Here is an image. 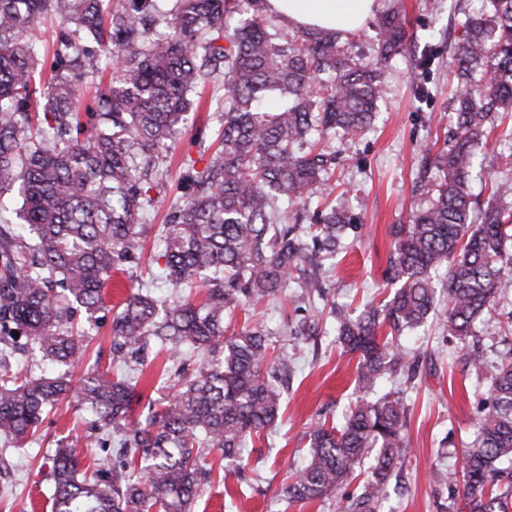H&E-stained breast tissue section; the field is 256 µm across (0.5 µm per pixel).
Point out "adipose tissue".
Instances as JSON below:
<instances>
[{"label": "adipose tissue", "mask_w": 512, "mask_h": 512, "mask_svg": "<svg viewBox=\"0 0 512 512\" xmlns=\"http://www.w3.org/2000/svg\"><path fill=\"white\" fill-rule=\"evenodd\" d=\"M376 0H268L271 12L289 25L357 31L372 16Z\"/></svg>", "instance_id": "obj_1"}]
</instances>
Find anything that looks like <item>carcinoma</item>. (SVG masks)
Wrapping results in <instances>:
<instances>
[{
    "mask_svg": "<svg viewBox=\"0 0 512 512\" xmlns=\"http://www.w3.org/2000/svg\"><path fill=\"white\" fill-rule=\"evenodd\" d=\"M483 2L450 48L455 127L444 148L426 149L438 179L410 223L391 229L389 272L400 287L356 316L334 312L338 341L359 356L365 393L393 375L411 380L418 359L397 340L435 311L434 277L444 271L448 335L476 372H489L476 438L445 473L460 498L452 512H512V341L502 338L509 349L491 366L469 344L476 322L512 289V202L483 206L470 192L475 148L496 116L512 120V0ZM46 18L58 32L41 86L30 31ZM373 25L375 59L363 63L340 31H285L267 0H0V198L22 201L10 211L0 205V436L24 444L71 398L123 448L121 460L105 457L83 478L78 440L56 442L51 512H191L205 475L199 449L232 464L276 430L288 355L270 358L266 330L230 332L224 317L293 285L324 298L323 254L354 218L332 203L290 225L287 206L323 192L336 165L327 135H358L374 120L385 68L409 44L400 0ZM103 52L112 79L82 111L80 89ZM212 83L221 90L210 99L223 112L219 146L185 155L174 188L166 158L184 115L200 108L197 89ZM162 206L165 250L149 263L164 260L174 288L201 283L203 302L163 307L148 293L130 294L111 325L112 361L124 373L87 368L73 381L87 357L74 316L107 306L113 277L144 259L146 214ZM153 338L179 389L169 401L148 400L136 422ZM32 344L66 371L14 369ZM189 350L207 359L192 368ZM407 426V404L388 391L357 399L340 424L311 427L288 502L334 498L341 512H380L411 453ZM368 458L359 489L348 491Z\"/></svg>",
    "mask_w": 512,
    "mask_h": 512,
    "instance_id": "obj_1",
    "label": "carcinoma"
}]
</instances>
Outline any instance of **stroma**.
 Segmentation results:
<instances>
[{
  "label": "stroma",
  "mask_w": 512,
  "mask_h": 512,
  "mask_svg": "<svg viewBox=\"0 0 512 512\" xmlns=\"http://www.w3.org/2000/svg\"><path fill=\"white\" fill-rule=\"evenodd\" d=\"M402 3L411 49L389 62L386 92L373 125L360 135L331 141L338 163L328 188L356 222L345 231L336 254L326 257L324 277L337 307L355 312L369 303L387 302L395 292L387 274L390 228L408 222L421 199V182L434 175L424 162V148L444 139L452 119L455 79L448 46L461 34L466 14L482 7V0ZM432 50L439 53L438 63L429 76H420L415 61ZM421 85L428 90L423 98L417 94ZM220 124V110L188 113L180 127L178 152L197 154L199 135L213 137ZM511 153L512 125L505 123L491 131L479 151L488 165L471 178L474 197L512 199V164L503 162ZM140 289L166 303L176 296L160 272L129 273L111 288L109 301L118 304ZM232 323L266 327L275 352L287 354L292 373L271 447H256L244 455L239 472L225 467L218 452L206 453L210 481L191 512H339L330 501L288 502L283 490L303 463L310 427L322 420L341 421L360 397L357 356L337 341L322 303L308 302L299 288L289 289L280 301L235 311ZM401 342L419 356L418 375L410 382L387 378L383 387L401 392L410 408L407 440L413 453L389 487L383 512H448L452 498L443 473L475 437L487 382L475 375L449 338L445 305H438L426 324L404 334ZM91 424L89 412L65 400L44 424L46 440L18 447L0 439V512H51L52 442L71 434L79 438L82 454L100 455V436Z\"/></svg>",
  "instance_id": "stroma-1"
}]
</instances>
